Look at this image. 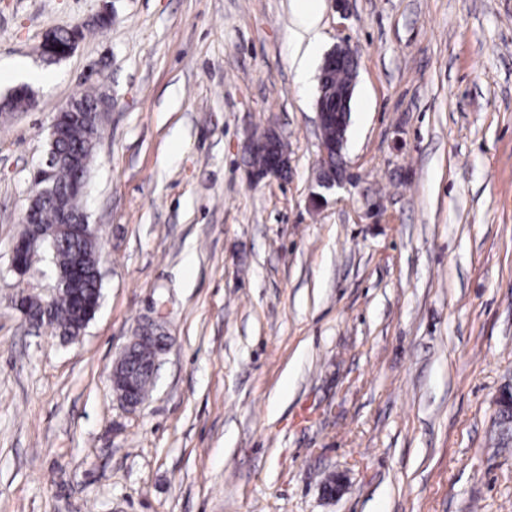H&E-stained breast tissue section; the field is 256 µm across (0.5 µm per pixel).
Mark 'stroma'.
<instances>
[{
  "instance_id": "stroma-1",
  "label": "stroma",
  "mask_w": 512,
  "mask_h": 512,
  "mask_svg": "<svg viewBox=\"0 0 512 512\" xmlns=\"http://www.w3.org/2000/svg\"><path fill=\"white\" fill-rule=\"evenodd\" d=\"M295 30L292 0H0V70L52 76L0 120V512H512V0H320L303 83ZM340 42L349 180L323 189ZM93 88L103 297L68 343L25 328L10 264L51 119ZM270 130L288 176L255 182ZM157 317L172 344L131 410L112 363ZM79 42V36L74 31H70L63 39L58 30H53L46 34L41 44V54L44 57L60 56L64 59L75 52ZM57 47H62V51H57ZM336 69H347L350 73L349 81L341 87H336V90H324L327 76ZM357 75V53L348 44H337L325 54L320 67L319 95L315 105L317 122L321 132L318 182L323 187L342 186L347 181L343 160L347 136L343 129L336 134L335 139H330L326 136L325 126L332 123L334 119L336 120V116H339L341 112H344L345 118L350 113V103ZM332 78L334 80L336 78V81H341L343 79L342 71L336 70V74L334 73Z\"/></svg>"
}]
</instances>
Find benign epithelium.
<instances>
[{
    "label": "benign epithelium",
    "instance_id": "obj_1",
    "mask_svg": "<svg viewBox=\"0 0 512 512\" xmlns=\"http://www.w3.org/2000/svg\"><path fill=\"white\" fill-rule=\"evenodd\" d=\"M79 42V36L74 31L63 37L59 31L53 30L46 34L41 44V54L44 57L67 58L75 52ZM337 69L348 70L349 81L332 91L325 90L324 83L327 76ZM357 75V53L348 44H338L325 54L320 67L319 95L316 100L317 122L321 132L318 182L323 187L341 186L347 181L343 160L347 136L341 131L336 134V138L330 139L326 136L325 126L332 123L337 114L350 113ZM18 100L23 101V105L28 110L36 105L35 95L19 87L0 99V108L11 109ZM111 109L112 97L107 94L100 95L93 106L85 109L73 99L68 101L53 115L50 125V144H56L71 123L76 120L84 123L86 139L99 142ZM274 137L275 132L268 131L247 142L246 152L249 155H262L266 159L265 166L251 171L256 181L266 178L280 179L288 172L287 153L275 146ZM63 164L72 168L75 176L67 188L61 190L57 186V172ZM87 181L84 159L80 151L74 149L63 154L53 148L47 151L43 162L34 174V194L23 216L26 231L16 240L12 249L11 269L17 275L34 277L33 265L30 261L34 258L38 243L45 236H51L52 244L56 245L64 240L80 239L87 233L89 224L86 211L68 204L70 200L76 201L84 197ZM49 204L55 207L56 223L42 224L40 223L41 209ZM90 273L95 274L97 280H102L100 257L91 259L81 252L75 254L72 263L66 269L58 271L57 284L69 291L73 301V316L81 324V330L68 336L71 341H76L83 335L84 329L100 306V302L85 299L79 291L80 284ZM15 308L21 314L25 324L34 329L41 326L40 318L49 315V309L46 307L39 314L33 313L29 309L25 295L17 297ZM170 345L171 337L160 322L149 320L139 325L137 336L123 348L112 369V390L120 402L130 408H136L143 403L136 389V383L145 370H150L152 374L156 373L159 356Z\"/></svg>",
    "mask_w": 512,
    "mask_h": 512
}]
</instances>
